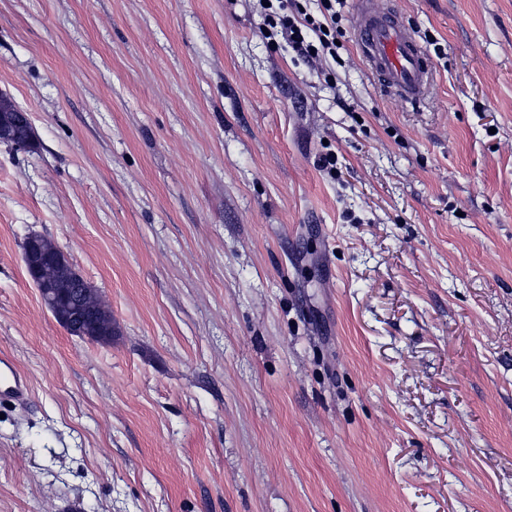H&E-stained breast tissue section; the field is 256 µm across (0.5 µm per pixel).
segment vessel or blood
I'll return each mask as SVG.
<instances>
[{
	"label": "vessel or blood",
	"mask_w": 512,
	"mask_h": 512,
	"mask_svg": "<svg viewBox=\"0 0 512 512\" xmlns=\"http://www.w3.org/2000/svg\"><path fill=\"white\" fill-rule=\"evenodd\" d=\"M364 20L356 44L382 85L410 101H420L432 78L426 55L413 32L393 10L363 0ZM31 392L27 377L8 354H0V396L20 402Z\"/></svg>",
	"instance_id": "1"
}]
</instances>
